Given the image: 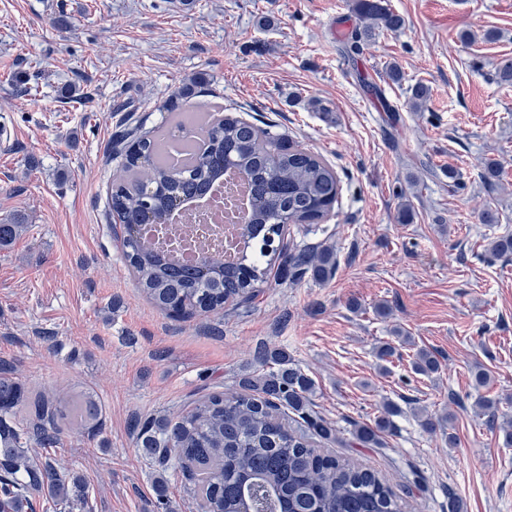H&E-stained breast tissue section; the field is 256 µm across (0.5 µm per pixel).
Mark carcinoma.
<instances>
[{
    "mask_svg": "<svg viewBox=\"0 0 512 512\" xmlns=\"http://www.w3.org/2000/svg\"><path fill=\"white\" fill-rule=\"evenodd\" d=\"M355 11L362 22L352 33L356 42L403 25L385 0H355ZM199 80L204 77L175 91L170 111L176 126L197 129L202 146L187 163L171 167L163 162L167 135H141L137 127L119 132L116 153L124 154L125 162L109 202L137 287L162 313L182 320L238 308L255 298L272 274L292 282L306 275L324 281L336 269L330 248L283 245L288 225L314 224L331 211L341 191L336 172L314 153L243 119L196 123L185 107ZM227 169L238 171L251 188L252 215L242 227L244 248L237 260L226 263L212 255L194 269L171 264L143 227L166 223L170 211L205 193ZM23 231L22 224L0 223V249ZM487 252H512V236L492 239ZM259 362L267 370L240 378L231 392L212 393L172 417L134 422L137 447L157 465L159 512H172L166 472L178 467L196 487L200 512H244L251 500L257 512H403L400 498L378 472L323 451L347 441L317 417L314 381L288 352L265 351ZM413 367L420 374L435 373L438 360L420 349ZM19 406L28 411L23 424L15 419ZM399 413L397 404L384 402L373 423L355 426L353 439L364 448L380 447ZM73 419L95 432L101 408L92 395L72 402L33 398L12 366L0 362V512H28L35 493L91 512L79 475L61 474L51 462L28 454L30 443L56 447L60 424ZM419 419L424 430L434 432L446 428L451 417L422 411Z\"/></svg>",
    "mask_w": 512,
    "mask_h": 512,
    "instance_id": "cac0c4a2",
    "label": "carcinoma"
}]
</instances>
